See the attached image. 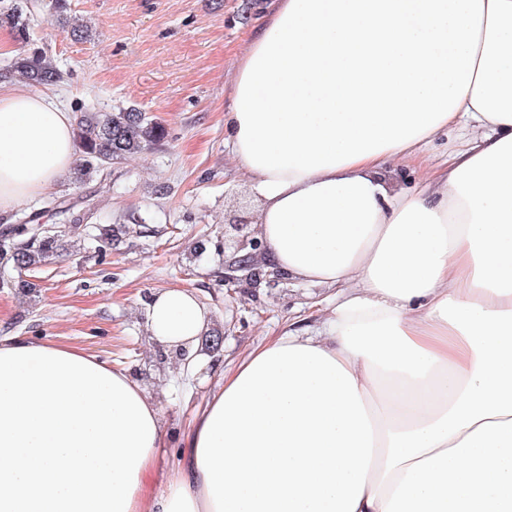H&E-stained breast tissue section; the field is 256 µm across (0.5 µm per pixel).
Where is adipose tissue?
Here are the masks:
<instances>
[{"instance_id":"1","label":"adipose tissue","mask_w":512,"mask_h":512,"mask_svg":"<svg viewBox=\"0 0 512 512\" xmlns=\"http://www.w3.org/2000/svg\"><path fill=\"white\" fill-rule=\"evenodd\" d=\"M224 125L269 261L338 298L316 334L224 374L156 497L144 398L128 512H512V0H272ZM74 155L70 112L0 82V211ZM389 163L419 185L392 187ZM209 319L181 288L147 309L179 350ZM459 140L455 133L448 136L445 133L437 135L428 147V154L433 163H440L448 158L449 154L456 149Z\"/></svg>"}]
</instances>
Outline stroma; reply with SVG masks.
Wrapping results in <instances>:
<instances>
[{"label": "stroma", "mask_w": 512, "mask_h": 512, "mask_svg": "<svg viewBox=\"0 0 512 512\" xmlns=\"http://www.w3.org/2000/svg\"><path fill=\"white\" fill-rule=\"evenodd\" d=\"M47 3L27 0L29 39L11 38L0 50V76L17 57L42 51L62 74L52 90L72 115L135 108L167 137L93 180L65 172L51 191L0 212V234L36 214L65 245L29 273L24 290L12 259L0 254V336L82 349L145 389L166 439L147 480L155 496L162 474L180 467L193 411L225 369L288 329L316 332L310 307L335 302L336 291L284 274L224 279L236 241L258 237L257 202L227 144L228 80L270 0H70L85 39L59 27ZM55 200L77 212L94 202L99 215L64 223ZM237 216L246 219L239 230L231 225ZM101 224L111 227V242L96 240ZM168 288L193 292L210 313L209 331L223 336L215 349L197 343L190 378L181 355L157 344L145 322L151 295Z\"/></svg>", "instance_id": "stroma-1"}]
</instances>
